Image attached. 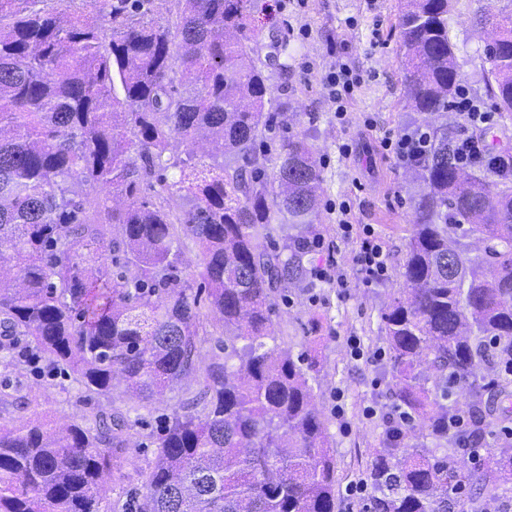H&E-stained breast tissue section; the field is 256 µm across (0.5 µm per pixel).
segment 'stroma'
Segmentation results:
<instances>
[{
	"label": "stroma",
	"mask_w": 512,
	"mask_h": 512,
	"mask_svg": "<svg viewBox=\"0 0 512 512\" xmlns=\"http://www.w3.org/2000/svg\"><path fill=\"white\" fill-rule=\"evenodd\" d=\"M500 6V0H452L448 13L460 82L490 108L495 101L485 80V29L479 20ZM402 9V0H255L248 20L259 55L280 50L278 66L268 71L271 127L257 145L274 149L288 136H310L323 178L315 221L347 281L339 288L308 279L282 289L273 297L271 315L279 348L295 356L318 353L309 384L336 460V512H363L362 501L349 498L346 489L365 477L384 447L387 415L397 406L387 387L391 365L381 313L404 287L401 272L416 221L413 199L419 182L381 142L385 135L423 129L430 122L411 107L404 92L406 58L398 30ZM339 60L363 78L343 124L325 84ZM345 143L350 146L346 153L340 150ZM333 201L349 205L344 219L353 226L350 237H343L342 218L329 209ZM366 224L388 254L385 279L369 287L356 262ZM353 339L360 343L361 358L351 354ZM33 348L27 337L0 335V425L66 416L90 425L97 411L116 409L137 419L121 472L109 473L100 489V512H136L161 430L196 395L195 377L150 402L131 398L117 378L111 399L91 400L70 370L52 366L44 356L34 365L20 358V351Z\"/></svg>",
	"instance_id": "stroma-1"
}]
</instances>
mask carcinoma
Segmentation results:
<instances>
[{
	"label": "carcinoma",
	"instance_id": "obj_1",
	"mask_svg": "<svg viewBox=\"0 0 512 512\" xmlns=\"http://www.w3.org/2000/svg\"><path fill=\"white\" fill-rule=\"evenodd\" d=\"M152 2L94 16L87 0H0V334L30 338L90 396L111 397L117 373L142 400L197 377L163 427L138 512H335L336 462L308 384L316 361L267 343L272 296L303 282L302 243L319 236L316 150L295 135L257 151L271 88L246 34L253 0H176L171 25ZM449 7L405 0L398 21L407 97L437 117L459 84ZM495 17L486 84L511 113L512 10ZM204 135L219 144L206 157ZM411 167L422 190L405 290L382 315L389 387L434 440L462 417L456 440L478 441L509 419L492 397L512 398V187L450 163L446 124ZM143 184L154 198L138 196ZM86 187L101 196L95 218ZM273 223L305 235L262 250ZM186 239L200 247L195 277L181 275ZM203 301L233 337L202 369ZM461 385L465 407L444 403ZM132 429L121 412L94 428H0V512H99ZM411 434H389L376 454L363 512H481L473 486L512 502V444L468 470L409 450ZM455 485L464 492L451 497Z\"/></svg>",
	"mask_w": 512,
	"mask_h": 512
}]
</instances>
